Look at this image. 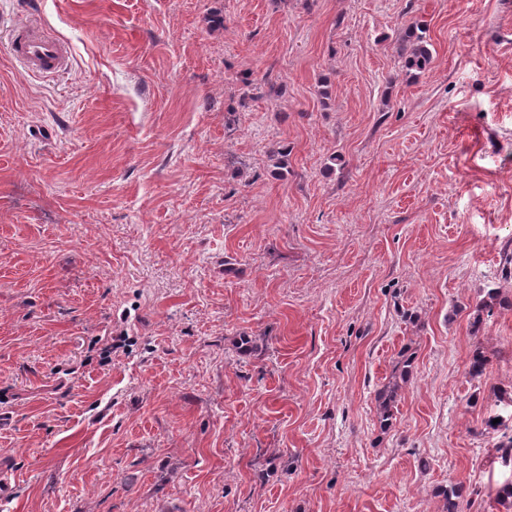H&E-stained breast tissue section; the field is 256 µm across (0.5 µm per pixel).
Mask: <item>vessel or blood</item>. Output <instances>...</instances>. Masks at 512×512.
<instances>
[{
    "instance_id": "obj_1",
    "label": "vessel or blood",
    "mask_w": 512,
    "mask_h": 512,
    "mask_svg": "<svg viewBox=\"0 0 512 512\" xmlns=\"http://www.w3.org/2000/svg\"><path fill=\"white\" fill-rule=\"evenodd\" d=\"M11 39L14 58L25 72L52 77L69 66V49L65 42L36 24H17Z\"/></svg>"
}]
</instances>
